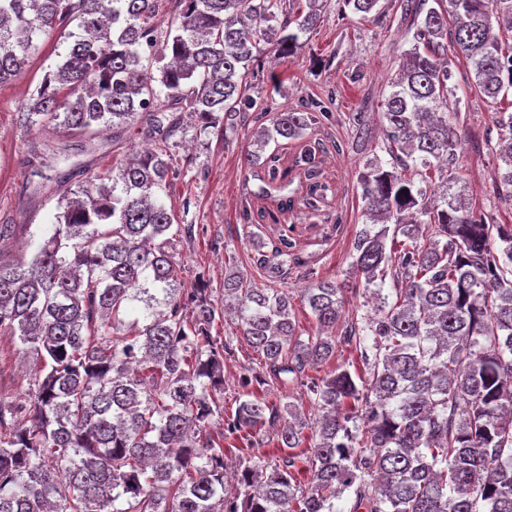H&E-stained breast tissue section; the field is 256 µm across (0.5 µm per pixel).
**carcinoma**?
<instances>
[{"label":"carcinoma","mask_w":512,"mask_h":512,"mask_svg":"<svg viewBox=\"0 0 512 512\" xmlns=\"http://www.w3.org/2000/svg\"><path fill=\"white\" fill-rule=\"evenodd\" d=\"M178 2L161 36L159 0H0V84L42 34L79 29L27 114L88 136L144 118L157 142L107 181L79 183L31 257L0 258V335L18 338L43 371L28 400H0V512H336L346 492L349 512H512V225L475 215L454 176L461 133L448 118L460 105L450 48L491 103L512 91V0L401 5L415 32L382 112L391 166L376 157L360 174L354 279L310 282L316 333L305 339L282 288L297 260L287 237L252 239L254 264L277 287L231 273L221 306L204 283L184 287L165 243L151 242L173 225L161 192L169 140L183 128L167 110L193 113L203 131L235 129L261 50L291 54L317 23L316 0ZM379 2L345 0L365 19ZM315 111L274 113L243 157L283 211L294 206L288 170L262 151L303 139ZM493 123L496 188L512 200V112ZM294 167L313 213L332 191L316 147L303 145ZM359 286L370 312L347 317L345 293ZM228 313L263 363L240 377L244 393L218 429L234 352L212 328ZM339 324L365 371L304 382L336 352ZM298 384L317 411L310 423L297 405L254 394ZM264 428L278 453L247 454L226 485L221 442ZM306 429L312 478L302 488L295 449Z\"/></svg>","instance_id":"obj_1"}]
</instances>
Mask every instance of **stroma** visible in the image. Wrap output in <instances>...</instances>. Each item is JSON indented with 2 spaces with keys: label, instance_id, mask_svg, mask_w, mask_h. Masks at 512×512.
Listing matches in <instances>:
<instances>
[{
  "label": "stroma",
  "instance_id": "35a3bbf8",
  "mask_svg": "<svg viewBox=\"0 0 512 512\" xmlns=\"http://www.w3.org/2000/svg\"><path fill=\"white\" fill-rule=\"evenodd\" d=\"M401 0H381L378 19H364L343 0H318L319 20L300 36L288 60L266 52L244 105V122L235 130L201 132L191 113H180L186 134L169 142V175L165 201L176 224L195 227L192 237H171L185 286L205 282L215 302L224 300L226 269L243 272L259 288L270 282L251 261L249 233L292 238L302 262L288 277V291L303 334L315 322L301 290L310 277L339 282L349 278V255L362 228L359 173L366 159L384 153L382 109L402 51L412 44L413 30L403 19ZM42 48L25 71L0 85V225L13 232L0 240V253L12 256L38 242L54 224L57 203L73 181H61L70 169L83 176H102L128 150L148 145L143 123L109 129L88 140L51 123H30L23 111L44 76L55 70L67 47L59 31L41 38ZM448 85L460 100L455 122L464 138L456 176L473 202L476 214L497 224H512V202L498 199L493 184L498 162L486 144L493 131V109L471 90L470 73L462 60L449 61ZM319 102L331 114L309 133L319 142V170L333 193L316 213L296 205L280 212L275 200L256 195L258 180L245 168L242 155L253 146L255 122L262 112L299 108ZM213 335L231 339L235 356L224 366V409L232 411L241 394L238 381L244 368L258 366L261 356L234 325L215 322ZM41 363L19 340L0 336V400L25 401Z\"/></svg>",
  "mask_w": 512,
  "mask_h": 512
}]
</instances>
